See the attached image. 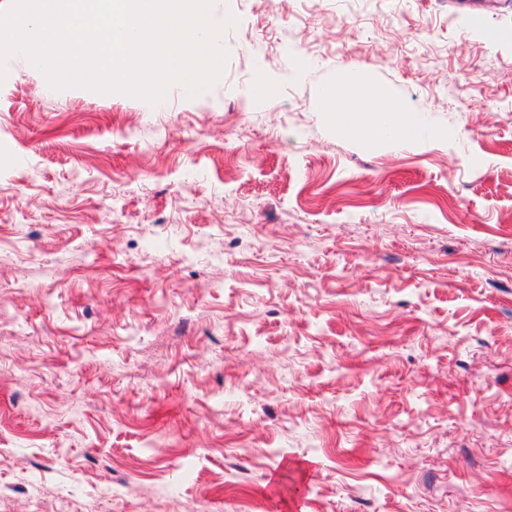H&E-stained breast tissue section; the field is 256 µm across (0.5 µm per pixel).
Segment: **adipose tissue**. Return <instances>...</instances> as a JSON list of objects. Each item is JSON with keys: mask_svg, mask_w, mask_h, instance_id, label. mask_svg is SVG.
Listing matches in <instances>:
<instances>
[{"mask_svg": "<svg viewBox=\"0 0 512 512\" xmlns=\"http://www.w3.org/2000/svg\"><path fill=\"white\" fill-rule=\"evenodd\" d=\"M369 79L356 75L329 86L323 109L330 112L337 131L373 144L391 138L409 141L419 131L409 113L391 98L369 93Z\"/></svg>", "mask_w": 512, "mask_h": 512, "instance_id": "adipose-tissue-1", "label": "adipose tissue"}]
</instances>
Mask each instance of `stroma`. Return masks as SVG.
I'll return each mask as SVG.
<instances>
[{
	"mask_svg": "<svg viewBox=\"0 0 512 512\" xmlns=\"http://www.w3.org/2000/svg\"><path fill=\"white\" fill-rule=\"evenodd\" d=\"M229 12L195 98L9 63L0 512H502L512 0ZM357 72L429 138L338 133Z\"/></svg>",
	"mask_w": 512,
	"mask_h": 512,
	"instance_id": "1",
	"label": "stroma"
}]
</instances>
